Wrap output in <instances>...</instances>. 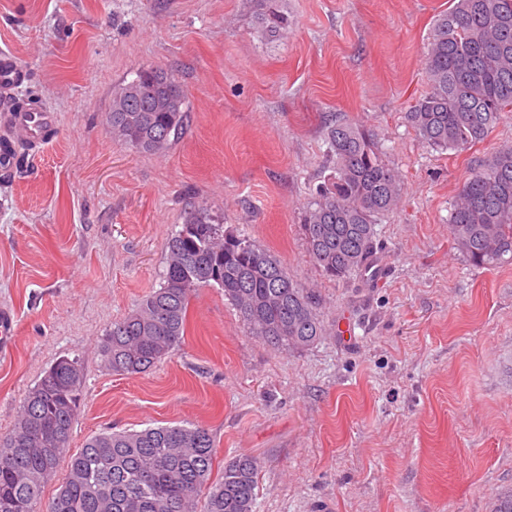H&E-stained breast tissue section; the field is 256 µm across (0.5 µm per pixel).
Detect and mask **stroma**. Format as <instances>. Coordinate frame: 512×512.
Instances as JSON below:
<instances>
[{"instance_id": "1", "label": "stroma", "mask_w": 512, "mask_h": 512, "mask_svg": "<svg viewBox=\"0 0 512 512\" xmlns=\"http://www.w3.org/2000/svg\"><path fill=\"white\" fill-rule=\"evenodd\" d=\"M450 5L279 0L288 26L272 34L249 0H0V48L29 72L19 98L58 118L0 173V311L13 320L0 437L45 370L77 355L71 450L106 429L193 423L217 463L257 459L255 512H496L512 495V265L472 266L448 216L476 165L512 146V112L460 154L423 145L405 118ZM147 65L186 94L188 123L160 156L103 123ZM335 118L370 129L399 177L375 226L378 284L328 279L306 249ZM198 207L315 293L324 336L275 350L204 287L177 350L148 373H112L108 326L160 287L168 241Z\"/></svg>"}]
</instances>
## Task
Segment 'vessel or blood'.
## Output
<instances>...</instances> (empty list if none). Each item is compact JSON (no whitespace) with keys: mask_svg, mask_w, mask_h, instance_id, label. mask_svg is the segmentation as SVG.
Here are the masks:
<instances>
[{"mask_svg":"<svg viewBox=\"0 0 512 512\" xmlns=\"http://www.w3.org/2000/svg\"><path fill=\"white\" fill-rule=\"evenodd\" d=\"M28 71L15 56L0 50V110L12 126L17 138L38 144L45 141L56 127L53 112L37 108H17L12 104L17 89L23 84Z\"/></svg>","mask_w":512,"mask_h":512,"instance_id":"obj_1","label":"vessel or blood"}]
</instances>
